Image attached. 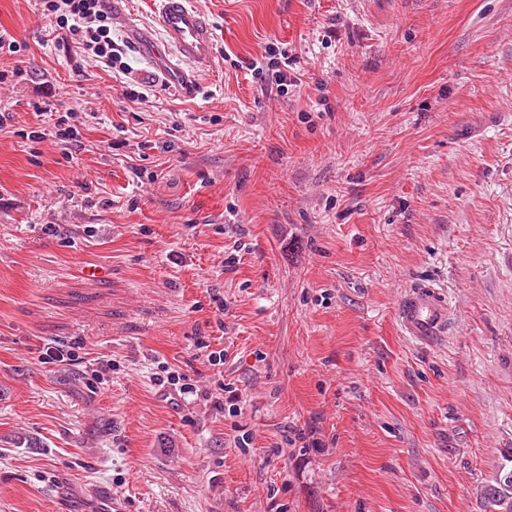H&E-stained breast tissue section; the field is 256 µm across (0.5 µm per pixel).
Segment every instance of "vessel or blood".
Instances as JSON below:
<instances>
[{
	"instance_id": "vessel-or-blood-1",
	"label": "vessel or blood",
	"mask_w": 512,
	"mask_h": 512,
	"mask_svg": "<svg viewBox=\"0 0 512 512\" xmlns=\"http://www.w3.org/2000/svg\"><path fill=\"white\" fill-rule=\"evenodd\" d=\"M155 2L156 21L167 38L166 43H159L150 31L131 21L126 24L130 39L148 59L172 56L173 62L168 66L171 80L184 88H191L192 76L185 72L184 67L212 62L216 53L214 28L192 0ZM397 314L406 331L422 341L437 335L448 320L445 301L425 286L412 290L400 303Z\"/></svg>"
}]
</instances>
